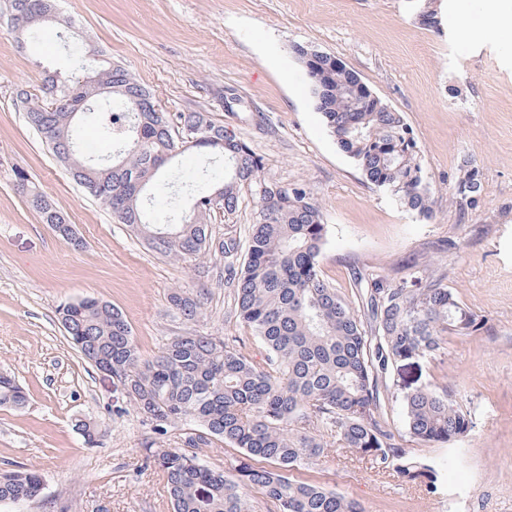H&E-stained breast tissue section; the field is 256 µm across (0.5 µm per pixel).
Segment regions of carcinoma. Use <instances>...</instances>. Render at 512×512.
Instances as JSON below:
<instances>
[{
    "mask_svg": "<svg viewBox=\"0 0 512 512\" xmlns=\"http://www.w3.org/2000/svg\"><path fill=\"white\" fill-rule=\"evenodd\" d=\"M419 2L420 24L441 31L439 0ZM7 21L23 37L36 39L46 25L58 23L54 0H10ZM66 47L82 75L68 83L47 75L35 91L17 90L28 123L70 178L150 249L194 266L223 256L236 315L265 350L257 362L222 337L188 332L144 358L128 321L109 303L87 297L58 307L71 345L96 368L112 369L158 435L144 452L165 478L173 512H250L245 486L261 490L278 512H365L335 490L288 477L337 448L378 472L434 488L439 464L408 457L381 417L386 378L398 361L431 356L443 337L473 333L485 320L427 264H414L401 277L357 274L358 314L321 274L326 225L321 204L306 187L266 183L262 156L205 112H182L172 124L152 108L147 88L124 67L102 59L101 51L87 49L76 32L67 36ZM306 75L338 147L373 186L430 219V188L403 114L357 92V74L336 68L329 55ZM83 119L117 146L111 155L96 158L76 145ZM193 129L199 140L192 149L207 166L188 179L195 195L187 211L157 175L186 151ZM210 180L224 188L219 206L227 214L239 208L242 190L250 191L255 222L246 246L233 236L213 238L208 216L214 203L203 188ZM453 190L457 202L475 204L479 170H463ZM147 192L167 207L170 223L147 219L141 204ZM26 201L60 239L82 243L72 240L74 226L45 192L32 187ZM243 248L237 268L234 259ZM169 301L187 321L201 314L200 300L179 288ZM26 401L15 380L0 373V408L20 409ZM403 411L407 433L424 444L452 445L469 429L468 414L445 390L412 392L403 398ZM179 424L193 425L183 447H166L161 438ZM77 429L86 444L101 443L103 433L94 423L81 421ZM214 439L238 451L229 458L233 481L224 469L200 462L198 449ZM42 488L33 470L1 473L0 503L34 501Z\"/></svg>",
    "mask_w": 512,
    "mask_h": 512,
    "instance_id": "obj_1",
    "label": "carcinoma"
}]
</instances>
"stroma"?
Returning a JSON list of instances; mask_svg holds the SVG:
<instances>
[{"label": "stroma", "mask_w": 512, "mask_h": 512, "mask_svg": "<svg viewBox=\"0 0 512 512\" xmlns=\"http://www.w3.org/2000/svg\"><path fill=\"white\" fill-rule=\"evenodd\" d=\"M105 59L124 66L168 114L201 111L247 141L266 182L302 185L323 206V276L356 302L354 273L402 276L435 260L484 329L444 340L434 357L397 363L383 415L414 457L455 456L436 491L377 472L337 450L294 470L295 478L339 490L365 512H512V42L463 43L452 22L420 25L416 0H58ZM0 19V372L27 395L0 409V472L37 471L41 496L0 512H173L165 481L143 450L154 439L120 383L83 360L58 320L61 303L94 296L120 309L143 357L190 331L261 344L233 308L224 259L186 267L151 250L69 180L13 104L18 88L45 72L75 76L55 28L19 45ZM343 61L402 112L431 187V220L370 184L337 146L296 47ZM241 103L224 108L225 86ZM482 174L477 205L451 195L462 164ZM66 213L83 242L58 238L26 203L17 171ZM454 240L457 253L440 251ZM197 296L203 314L185 321L172 289ZM445 390L471 421L453 446L418 443L405 432L402 398ZM94 422L102 445L76 429Z\"/></svg>", "instance_id": "35a3bbf8"}]
</instances>
